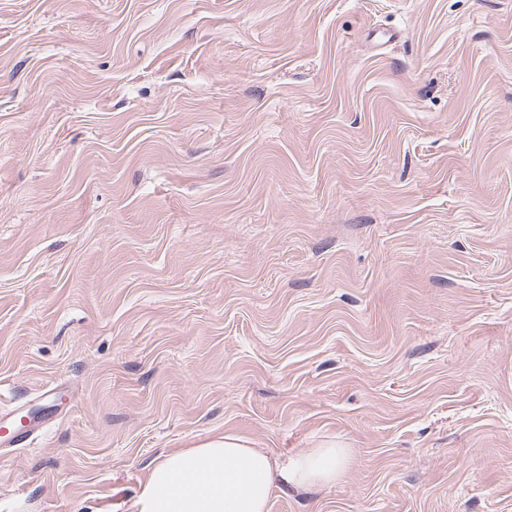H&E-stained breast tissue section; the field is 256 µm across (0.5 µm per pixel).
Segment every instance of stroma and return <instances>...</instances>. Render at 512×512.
<instances>
[{
    "mask_svg": "<svg viewBox=\"0 0 512 512\" xmlns=\"http://www.w3.org/2000/svg\"><path fill=\"white\" fill-rule=\"evenodd\" d=\"M0 512L336 442L269 512H512V0H0ZM29 422L27 425L22 426L19 430L8 431L7 433L0 434V454H8L18 447L19 444L24 443L31 435L41 432L49 420L48 417L41 418L36 416H27Z\"/></svg>",
    "mask_w": 512,
    "mask_h": 512,
    "instance_id": "1",
    "label": "stroma"
}]
</instances>
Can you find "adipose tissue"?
Masks as SVG:
<instances>
[{"instance_id":"1","label":"adipose tissue","mask_w":512,"mask_h":512,"mask_svg":"<svg viewBox=\"0 0 512 512\" xmlns=\"http://www.w3.org/2000/svg\"><path fill=\"white\" fill-rule=\"evenodd\" d=\"M347 459V449L330 441L282 461L227 433L154 462L133 512H268L275 488L306 492L334 485Z\"/></svg>"}]
</instances>
